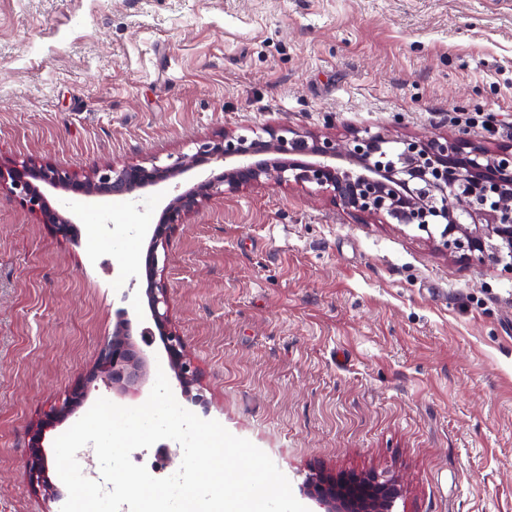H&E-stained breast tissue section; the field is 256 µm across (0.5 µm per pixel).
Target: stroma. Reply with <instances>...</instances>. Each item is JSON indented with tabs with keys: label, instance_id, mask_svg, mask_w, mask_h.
Returning a JSON list of instances; mask_svg holds the SVG:
<instances>
[{
	"label": "stroma",
	"instance_id": "obj_1",
	"mask_svg": "<svg viewBox=\"0 0 512 512\" xmlns=\"http://www.w3.org/2000/svg\"><path fill=\"white\" fill-rule=\"evenodd\" d=\"M458 112L512 114V0H0L2 161L80 177L270 128L512 145ZM224 168L118 206L44 187L76 217L67 241L0 193V512H58L56 469L29 480L30 430L97 364L115 299L146 315L143 226ZM163 266L210 415L300 503L320 468L393 476V512H512L506 262L290 181L212 195Z\"/></svg>",
	"mask_w": 512,
	"mask_h": 512
}]
</instances>
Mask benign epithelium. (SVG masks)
<instances>
[{
  "mask_svg": "<svg viewBox=\"0 0 512 512\" xmlns=\"http://www.w3.org/2000/svg\"><path fill=\"white\" fill-rule=\"evenodd\" d=\"M386 137L354 135L339 140L317 133L289 138L276 130L268 137H226L205 142L192 155L169 166L136 165L121 170L95 168L78 178L36 158L0 163V190L5 189L37 213L55 237L75 234L74 221L51 208L39 184L84 196H131L200 166L230 160L220 174L178 194L169 202L162 222L154 225L145 258L150 311L148 322L138 330L142 345L133 341L132 320L119 310L95 373L79 382L69 399L32 429L29 474L34 484L44 481L47 459L41 450L43 430L72 413L88 394V384L101 377L120 391L140 392L147 380L148 348L154 337L162 338L168 364L177 372L184 389L196 382V371L186 354L184 340L173 325L168 288L159 269L158 250H167L179 224L210 196L221 190L235 191L245 185L288 181L312 183L334 192L337 204L353 215L390 217L423 231L445 224L443 248L463 257L482 259L488 251L512 253V148L491 153L481 147L465 148L448 137H412L403 140L402 166L386 161ZM349 160L362 167L351 173L338 166ZM466 184L468 199L454 208L439 211L425 205L427 193L445 194L458 183ZM476 225L468 229L466 221ZM308 496L323 512H392L401 490L396 479L373 473L327 477L315 472Z\"/></svg>",
  "mask_w": 512,
  "mask_h": 512,
  "instance_id": "7a95c632",
  "label": "benign epithelium"
}]
</instances>
